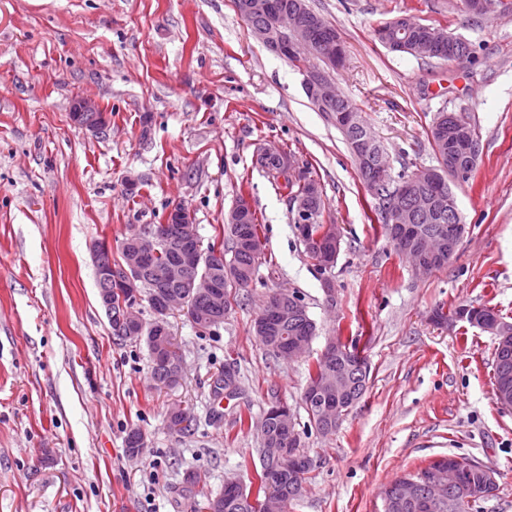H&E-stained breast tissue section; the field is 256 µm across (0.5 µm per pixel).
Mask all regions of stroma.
<instances>
[{"mask_svg": "<svg viewBox=\"0 0 512 512\" xmlns=\"http://www.w3.org/2000/svg\"><path fill=\"white\" fill-rule=\"evenodd\" d=\"M309 2L342 36L336 86L392 174L435 165L427 131L438 108L464 111L479 130L474 179L454 188L465 233L440 271L416 274L396 254L342 134L233 0H0V512H190L189 473L208 496L254 479L260 439L240 421L260 419L274 397L293 409L313 459L293 512H382L385 485L449 455L497 471L479 512H512V409L495 400V340L433 318L471 303L512 322V10L474 19L457 0ZM408 7L468 40L474 59L387 51L373 29ZM79 98L107 113L104 133L71 121ZM267 144L313 172L324 223L343 228L329 274L307 257L282 180L254 163ZM241 194L267 261L212 331L170 316L185 375L158 388L145 343L112 334L90 246L116 245L179 205L211 241ZM280 289L297 291L317 324L298 359L269 356L251 331ZM331 336L356 342L371 375L325 437L300 397ZM228 366L241 387L229 400L211 392ZM177 404L192 432L169 429ZM132 428L147 438L135 458L124 445Z\"/></svg>", "mask_w": 512, "mask_h": 512, "instance_id": "stroma-1", "label": "stroma"}]
</instances>
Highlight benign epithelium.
<instances>
[{"label":"benign epithelium","mask_w":512,"mask_h":512,"mask_svg":"<svg viewBox=\"0 0 512 512\" xmlns=\"http://www.w3.org/2000/svg\"><path fill=\"white\" fill-rule=\"evenodd\" d=\"M316 33V24L304 18L300 12L283 13L265 26L253 28V36L259 42L266 44L270 49L279 53L285 52L291 55H306L309 47L313 45ZM324 52L327 62L336 64V61L344 57V47L341 37L330 31L324 36ZM306 86L310 90L312 98L320 105L331 103L338 99L336 86L332 77L320 72L306 78ZM87 112L95 113V123L91 128L99 133L106 131L109 120L106 113L99 111L98 106L87 99L79 100L71 119L78 124L82 115ZM448 136L461 144L467 157L471 161H478L480 156V141L472 135L464 117L448 115ZM280 166L278 172L281 178L300 177L297 164L293 156L279 154ZM420 179L416 176L402 183L394 193V203L386 210V216L390 222V239L397 243L417 242V258L414 269L431 274L446 266V258L451 255L459 244V228L455 224L448 226V238L441 239L435 246L428 239L420 237L419 228L407 223V212L401 205L405 199L417 196V188ZM293 208L296 223L299 224L302 240L306 251L315 255L319 265L323 269H329L335 263L342 240V227L330 232L313 234L310 231L314 223L315 213L309 207L306 199L295 196L290 201ZM455 209V198L451 195L437 193L428 200L421 209V215L427 216L434 211H446ZM177 236L186 245L195 242L197 250L191 251L180 263H174L167 267L164 279L181 281L193 295H207L219 301V296L214 294V282L205 274L189 275V272L204 265L211 264L219 267L224 264V253L220 250L206 251L203 242L194 224L190 212L183 206L171 209L164 223L156 227H147L136 232V235L123 245L125 264L121 269L106 268L99 261L102 252L109 249L105 242H96L90 248L91 258L98 277L108 280L113 287L101 293L102 306L106 312L112 310V293L120 294V298L126 300L125 319L123 320L122 333L131 337L152 335H168V317L174 312L188 313L186 299L163 295V290L156 285H149L139 276L142 266L152 257L159 254L160 250L168 245L170 238ZM161 300V313L155 315L150 321H145L138 313L142 309L143 302ZM482 330L499 338L501 345L505 346L512 340V325L492 314L481 320ZM349 387L346 378L332 369H326L324 377L316 384L307 388V397L321 404L326 412L328 426L341 425L344 415L349 410L347 396ZM284 444L286 447L270 459V464H286L294 469L300 468L307 460L301 457L299 448L302 447L300 434L294 424H289L285 432ZM468 468V463L459 458H440L431 463L422 480H405L384 496V509L402 508L409 504L424 502L430 509L440 506L443 496L447 491H457L465 501H473L479 497L489 496L497 490V472L492 468H483L484 475L480 484H468L463 481V471Z\"/></svg>","instance_id":"7a95c632"}]
</instances>
